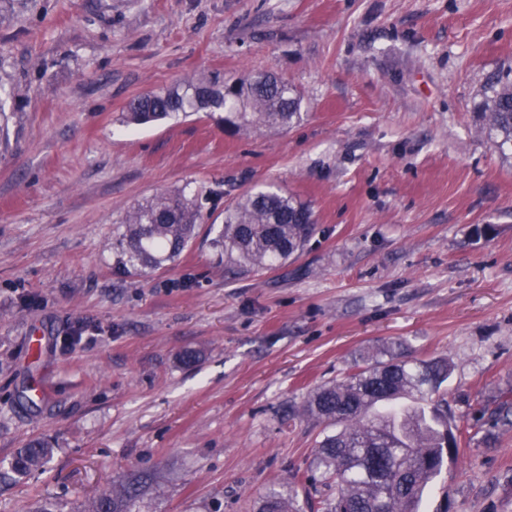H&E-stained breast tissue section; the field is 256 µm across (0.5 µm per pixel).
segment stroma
Wrapping results in <instances>:
<instances>
[{
  "label": "stroma",
  "mask_w": 512,
  "mask_h": 512,
  "mask_svg": "<svg viewBox=\"0 0 512 512\" xmlns=\"http://www.w3.org/2000/svg\"><path fill=\"white\" fill-rule=\"evenodd\" d=\"M0 85V512H88L143 479L136 512H257L269 489L315 502L328 422L289 416L383 343L448 359L463 437L423 512H512V159L477 131L512 70V0H5ZM273 72L303 97L289 129L204 114L123 124L128 103L195 75ZM216 189L311 206L315 234L277 269L224 274L201 227L131 274L128 211ZM193 350L196 363L182 355ZM52 452V448L43 441H32L25 448H21L13 459L11 464V473L0 472V479L22 477L29 472L36 470L47 462Z\"/></svg>",
  "instance_id": "1"
}]
</instances>
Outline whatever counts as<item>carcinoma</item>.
I'll use <instances>...</instances> for the list:
<instances>
[{
  "label": "carcinoma",
  "mask_w": 512,
  "mask_h": 512,
  "mask_svg": "<svg viewBox=\"0 0 512 512\" xmlns=\"http://www.w3.org/2000/svg\"><path fill=\"white\" fill-rule=\"evenodd\" d=\"M488 96L477 112V131L501 152L512 149V80L489 78ZM301 97L288 82L261 74L230 87L213 78L181 82L165 92L133 99L123 115L127 124L162 120L176 112H222L224 128L283 130L301 117ZM180 190L158 195L130 210L116 239L118 262L127 272L174 261L209 219L203 201L213 195ZM310 206L274 190L248 192L224 209V226L212 245L224 252V270L237 275L269 271L296 256L313 235ZM387 347L388 359L369 357L342 381L311 392L300 414L340 426L314 453L310 482L322 512H418L424 490L458 454L460 437L448 424V402L430 407L396 404L404 395L425 399L448 380L446 360L401 359ZM52 448L32 441L20 449L11 473L22 477L42 467ZM139 486L102 496L91 512H132ZM259 512H289L288 498L268 492Z\"/></svg>",
  "instance_id": "carcinoma-1"
}]
</instances>
